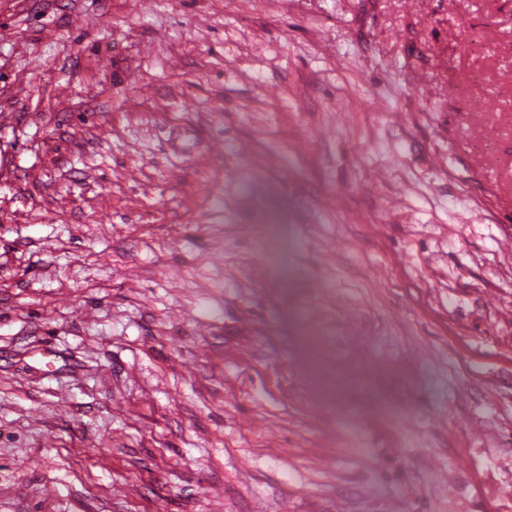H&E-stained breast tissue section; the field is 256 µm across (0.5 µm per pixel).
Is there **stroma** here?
<instances>
[{
  "label": "stroma",
  "mask_w": 512,
  "mask_h": 512,
  "mask_svg": "<svg viewBox=\"0 0 512 512\" xmlns=\"http://www.w3.org/2000/svg\"><path fill=\"white\" fill-rule=\"evenodd\" d=\"M512 0H0V512H512Z\"/></svg>",
  "instance_id": "stroma-1"
}]
</instances>
